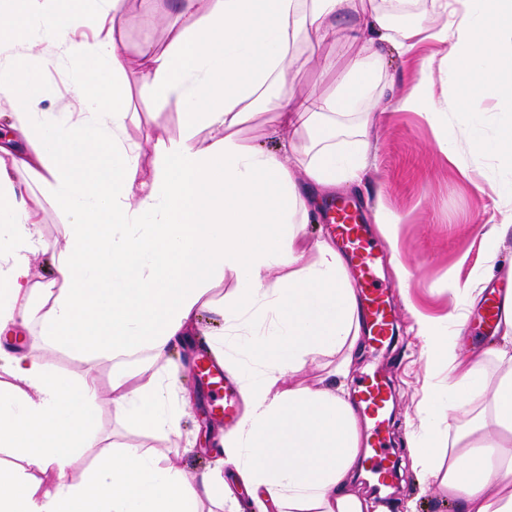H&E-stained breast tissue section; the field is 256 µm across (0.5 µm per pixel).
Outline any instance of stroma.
<instances>
[{
	"label": "stroma",
	"instance_id": "stroma-1",
	"mask_svg": "<svg viewBox=\"0 0 512 512\" xmlns=\"http://www.w3.org/2000/svg\"><path fill=\"white\" fill-rule=\"evenodd\" d=\"M183 23L177 5L170 0H123L116 16V34L125 45L128 59L133 60L143 45L164 49L171 29ZM359 50V43L341 36L332 43L304 41L286 93L296 101L308 91L331 89ZM438 50L432 42L409 53L388 50L376 65L380 81L392 82L396 95L406 94L416 82L422 60ZM34 66L45 90V111H69L76 64L61 61L54 49L46 48L37 53ZM127 78L132 87L129 130L142 142L144 156L149 159L160 140L178 135L181 116L174 108L160 106L153 93L143 87L136 69H128ZM432 81L436 99L448 102L447 112L434 123L415 112H377L371 131L370 164L362 182L336 190L337 195L360 203L365 223L375 227L382 216L396 220L391 237H384L376 228L373 237L379 253L386 258L384 276L393 290L399 340L387 351L361 345L352 376L360 378L379 364L394 381L398 403L389 436L395 457L404 461L409 458L411 440L423 434V410L429 396L448 381L447 366L428 359L422 348L416 315L444 326L449 313L464 314L468 322L463 339L465 350L488 347L491 340L485 326L471 313L464 298L453 294L452 288L458 282L478 283L489 269L494 272L495 283L503 285L512 279V236L500 243L492 255L482 240L490 225L512 219V160L504 154L482 156L471 151L474 137L496 135L505 112L512 110V101L501 95L490 96L483 104L482 114L467 123L460 117L466 109L467 94L457 86L451 63H435ZM442 133L448 137L444 149L437 142ZM399 263L405 266L406 277L396 275L395 266ZM222 326L220 318L203 314L187 345L175 346L158 360L145 352L135 361L82 362L41 342H28L27 348L64 375L95 377L99 395L94 412L102 437L119 448H147L154 445V438L114 409L113 376L134 374L138 363L144 362L161 373L175 374L185 390H192L199 357L210 354V342L220 334ZM215 404V394L208 388L193 398L176 432L168 436L159 451L161 457L180 465L187 477H195L213 465L214 445L229 429L225 423L207 426L206 413ZM382 502L388 512H457L432 479L410 467L393 478Z\"/></svg>",
	"mask_w": 512,
	"mask_h": 512
}]
</instances>
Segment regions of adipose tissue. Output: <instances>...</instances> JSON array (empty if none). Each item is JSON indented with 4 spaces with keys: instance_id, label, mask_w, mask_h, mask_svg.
Wrapping results in <instances>:
<instances>
[{
    "instance_id": "obj_1",
    "label": "adipose tissue",
    "mask_w": 512,
    "mask_h": 512,
    "mask_svg": "<svg viewBox=\"0 0 512 512\" xmlns=\"http://www.w3.org/2000/svg\"><path fill=\"white\" fill-rule=\"evenodd\" d=\"M201 16L168 47H142V82L182 116L178 137L151 161L127 126L125 46L115 36L118 0H0V100L29 145H0V334L17 323L38 340L82 358L145 350L160 358L188 338L202 313L242 339L258 371L241 385L248 406L224 433L220 452L262 512H382L356 488L362 439L345 386L294 383L307 359L340 353L334 374L348 378L361 316L335 244L309 240L310 186L335 189L368 167L374 63L383 45L408 52L443 46L456 83L480 112L493 93L512 97V0H431L439 22L394 28L409 0H206ZM86 16L98 31L79 40ZM361 36L336 89L297 102L280 95L302 34L335 39L342 20ZM53 46L78 62L74 111L47 112L32 65ZM429 67L397 101L433 118L444 106ZM263 108L284 131L277 150L240 138L245 112ZM354 144L343 151L342 141ZM24 170L41 185L23 190ZM65 220L64 246L49 252L41 235L46 205ZM50 253L53 277L34 281L31 259ZM280 269L271 277L272 269ZM233 272L237 292H208ZM448 334L423 319L427 357H442L448 385L435 398L448 433L429 432L410 448L412 464L433 478L461 512H512V292L494 346L464 351L466 318L450 315ZM0 512H203L205 503L243 512L226 496L220 472L187 479L175 463L127 446L100 454L79 481L68 466L96 447L94 378L65 377L34 353L0 367ZM116 412L151 430L174 433L187 402L169 376L145 383L112 380Z\"/></svg>"
}]
</instances>
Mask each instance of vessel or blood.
Listing matches in <instances>:
<instances>
[{"mask_svg":"<svg viewBox=\"0 0 512 512\" xmlns=\"http://www.w3.org/2000/svg\"><path fill=\"white\" fill-rule=\"evenodd\" d=\"M331 219L336 244L347 256L356 272L358 294L363 310V326L370 332V340L376 346L389 343L391 327L395 321L394 309L389 299V289L378 274V256L371 241L366 224H363L356 206L350 199L337 198L332 206ZM210 384L224 393L220 410L225 420L237 417L239 388L225 384L219 368L209 364L205 367ZM388 398L386 380L378 373H371L359 382L358 406L364 417L373 423L371 432L373 453L367 463L379 482H387L394 475L391 452L382 434L385 402Z\"/></svg>","mask_w":512,"mask_h":512,"instance_id":"1","label":"vessel or blood"}]
</instances>
